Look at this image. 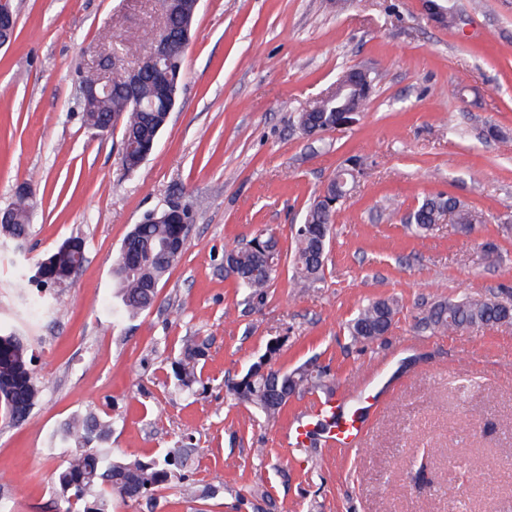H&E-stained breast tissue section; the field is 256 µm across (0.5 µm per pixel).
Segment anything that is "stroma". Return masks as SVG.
<instances>
[{"mask_svg":"<svg viewBox=\"0 0 512 512\" xmlns=\"http://www.w3.org/2000/svg\"><path fill=\"white\" fill-rule=\"evenodd\" d=\"M449 3L451 27L420 0H200L170 120L127 171L121 128L88 129L77 89L113 42L127 65L140 60L158 0H14L15 36L0 48V209L26 183L34 210L25 240L0 236V331L30 344L40 396L26 423L0 416V504L55 512L52 476L70 454L59 429L91 410L112 420L115 454L161 456L191 431V479L224 489L197 501L165 490L150 505L116 497L112 512H512V326H418L434 302L512 288V0ZM354 66L374 79L367 107L306 136L298 114ZM353 156L363 170L333 218L324 279L292 287L294 227ZM440 194L481 223L464 234L448 215L416 236L404 217ZM168 199L194 214L185 250L154 305L117 319L113 261ZM261 232L284 258L255 307L224 253ZM76 235L83 265L32 313L31 269ZM380 297L401 305L391 332L352 344L346 323ZM275 338L274 367L329 366L339 402L375 381L359 452L327 447L321 432L289 446L319 392L269 422L228 388ZM190 339L208 342L194 396L172 372Z\"/></svg>","mask_w":512,"mask_h":512,"instance_id":"1","label":"stroma"}]
</instances>
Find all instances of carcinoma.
I'll return each instance as SVG.
<instances>
[{
	"mask_svg": "<svg viewBox=\"0 0 512 512\" xmlns=\"http://www.w3.org/2000/svg\"><path fill=\"white\" fill-rule=\"evenodd\" d=\"M192 0H177L173 11L165 18V26L181 32V25L191 9ZM356 73L362 82V93L355 106L363 107L371 97L372 79L368 71L354 67L343 71L340 78ZM150 75L144 76L139 89L142 105L126 86L125 79L112 77L110 92L90 95L79 102L85 124L100 131L111 123L112 115L123 116V145L136 158L144 144L150 142L163 121L164 103L148 95ZM342 99L320 102L321 108L298 115L299 125L305 132H324L336 128L338 108ZM355 168H342L326 187V197L314 201L304 215L303 223L294 233L292 284L296 288H309L322 279L326 251L330 241L331 221L347 194L349 179ZM31 200L14 196L3 209L10 223H0V234L12 239L24 238L30 229ZM452 214L455 223L467 232L478 222V216L451 196H429L408 216L421 235L439 223L445 214ZM182 236L180 224H155L153 215L147 214L141 224L132 227L114 260L113 275L119 288L122 314L133 318L149 309L157 298L158 286L174 265L178 256L165 258L164 249ZM280 257L278 240L272 236H256L228 251L226 263L241 287L248 289L249 302L261 304L268 288L277 277ZM85 261V242L79 236L65 239L47 258L37 262L36 271L43 279L36 280L39 288L61 285L70 279L74 269ZM399 313L394 298H379L362 306L348 326L351 340L367 344L383 334ZM422 327L431 333L483 330L512 325V303L497 297H463L430 305L420 319ZM208 343L192 340L186 344L175 361V376L183 389L193 392L199 382L196 365L206 356ZM281 345L272 342L260 361L253 364L237 381L231 383L238 398L253 407L266 419L276 418L288 401L306 390L333 391L334 380L326 368L305 364L290 372L271 366L279 355ZM39 397L34 375V354L29 344L14 333L0 334V409L13 424L27 421ZM112 423L92 411L77 415L65 423L63 439L75 452L66 466L54 475L60 488L56 512H112V496L138 502L151 498L162 489H176L186 500L213 499L220 489L200 487L189 481L183 463L195 451L190 432L181 435L178 446L168 451L163 461H144L125 455L105 456L99 445L109 436Z\"/></svg>",
	"mask_w": 512,
	"mask_h": 512,
	"instance_id": "1",
	"label": "carcinoma"
}]
</instances>
